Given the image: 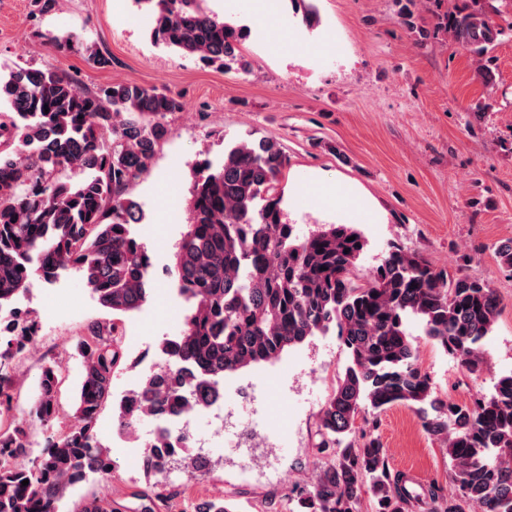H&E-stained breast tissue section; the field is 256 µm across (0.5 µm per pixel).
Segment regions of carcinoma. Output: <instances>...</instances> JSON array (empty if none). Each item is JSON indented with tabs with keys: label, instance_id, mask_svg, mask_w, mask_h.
I'll use <instances>...</instances> for the list:
<instances>
[{
	"label": "carcinoma",
	"instance_id": "1",
	"mask_svg": "<svg viewBox=\"0 0 512 512\" xmlns=\"http://www.w3.org/2000/svg\"><path fill=\"white\" fill-rule=\"evenodd\" d=\"M135 2L152 11L155 41L208 64L236 59L241 34L201 0ZM455 37L468 48L491 41L494 28L471 17L456 24ZM183 110L181 98L137 85L87 92L53 69L0 75V142L12 147L0 152V512H60L66 486L112 465L97 418L124 358L123 326L94 323L77 340L81 387L70 423L57 429L61 366L54 359L43 367L31 413L51 432L27 468L21 459L29 452L28 425L10 414L9 365L37 328L12 302L34 280L50 284L72 269L115 316L146 303L150 271L143 244L130 233L139 207L128 190ZM287 164L272 138L228 146L217 167L196 164L174 265L191 307L184 334L159 346L179 359V368L142 379L146 413L162 420L208 403L226 374L276 360L333 326L350 365L321 412L318 448L335 452L319 461L317 480L296 491L297 512H360L365 494L375 512H406L418 501L427 512H512V372L470 405L443 399L419 368L408 330L410 320H419L424 335L461 366L482 372L499 295L483 280L450 277L398 246L372 275L358 277L360 231L326 224L301 237L283 222L276 186ZM66 169L81 176L77 185L59 180ZM496 256L512 274V240ZM397 404L413 408L423 431L445 445L448 495L434 484L413 495L387 468L375 431L349 439L361 414ZM171 459L199 471L195 456L166 443L152 446L141 469L162 474ZM122 509L94 497L77 512Z\"/></svg>",
	"mask_w": 512,
	"mask_h": 512
}]
</instances>
